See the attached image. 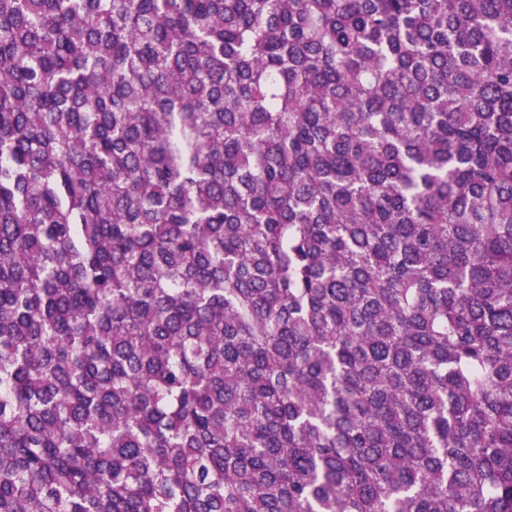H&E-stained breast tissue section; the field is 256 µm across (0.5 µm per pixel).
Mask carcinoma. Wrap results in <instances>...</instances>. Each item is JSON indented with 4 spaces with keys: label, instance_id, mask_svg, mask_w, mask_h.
Masks as SVG:
<instances>
[{
    "label": "carcinoma",
    "instance_id": "carcinoma-1",
    "mask_svg": "<svg viewBox=\"0 0 512 512\" xmlns=\"http://www.w3.org/2000/svg\"><path fill=\"white\" fill-rule=\"evenodd\" d=\"M0 512H512V0H0Z\"/></svg>",
    "mask_w": 512,
    "mask_h": 512
}]
</instances>
